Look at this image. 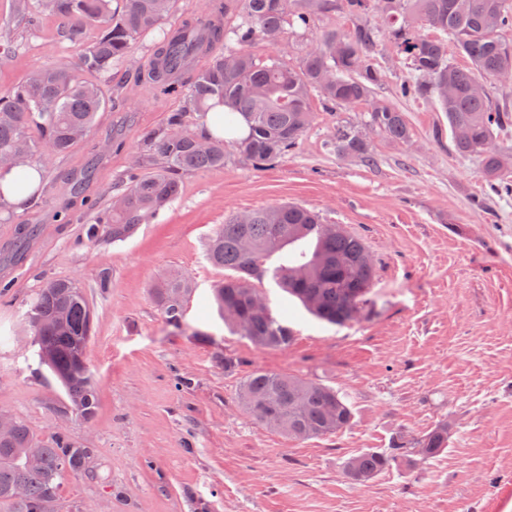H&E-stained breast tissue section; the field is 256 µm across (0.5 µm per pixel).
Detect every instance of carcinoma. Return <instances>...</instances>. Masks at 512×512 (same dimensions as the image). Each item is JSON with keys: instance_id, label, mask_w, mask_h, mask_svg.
Listing matches in <instances>:
<instances>
[{"instance_id": "cac0c4a2", "label": "carcinoma", "mask_w": 512, "mask_h": 512, "mask_svg": "<svg viewBox=\"0 0 512 512\" xmlns=\"http://www.w3.org/2000/svg\"><path fill=\"white\" fill-rule=\"evenodd\" d=\"M15 2L22 14L35 8L70 20L69 37L74 41L81 39L83 24H101L100 36L82 56V66L108 75L134 40L160 24L174 0H125L116 13L111 0ZM331 12L349 17L352 28L323 32L296 63H267L253 53L255 44L278 43L285 25L306 29L314 17ZM369 12L378 14L379 25L363 22ZM219 15L242 18L233 29L235 45L194 68L184 110L172 113L165 127L150 131L135 156L134 167L151 173L133 180L116 196L124 207H112L97 217L88 229L90 237H98L101 224L107 225L106 235L114 242L128 237L179 195L184 173L224 166L223 140L203 126L189 128L187 112L203 118L222 112L228 125L243 116L249 135L235 142V150L251 162L271 160L298 143L315 118L310 106L314 92L335 107L368 105L372 128L392 141H408L411 132L404 112L372 97L381 71L370 58L383 34L410 60L411 76L402 93L433 100L448 116L455 150L479 157L491 190L499 197H512V147L495 144V134L512 127V104L494 100L486 85V80L512 71V0H215L212 16L197 20L205 27L202 39L196 38L195 30L180 27L162 33L146 80L164 93L180 91L182 72L172 70L168 62L196 57L207 52V45L224 41L227 30L214 20ZM422 27L439 37L420 35ZM450 40L470 67L448 60ZM104 104L98 86L78 81L65 66L34 70L9 95L0 97V160H9L20 147L30 155L39 144L51 154L67 152L89 131ZM33 128L38 142L30 136ZM332 146L340 156L372 161L369 144L356 132H337ZM207 258L236 272L215 288L220 308L233 306L238 311L237 320L226 318L224 323L262 348L287 347L292 331L268 308H253V298L261 296L254 282L269 277L315 318L345 325L359 319L376 278L375 258L362 238L293 204L231 218L214 233ZM192 291L190 277L177 273L156 283L152 295L167 321L178 325ZM93 319L83 289L63 279L46 282L27 312L35 344L50 347L49 357L39 356L41 363L85 420L97 408L88 363ZM240 401L257 423L295 439L337 434L353 418L351 406L336 389L280 373H253L241 387ZM13 422L14 434L0 439V505L9 506L10 512H50L62 480L88 473L92 449L60 440L43 445L25 422ZM447 447L448 428L442 426L407 446L362 453L347 468L356 481L365 483L398 456L431 458ZM29 454L38 457V467L26 466ZM19 485L24 488L22 498L15 495Z\"/></svg>"}]
</instances>
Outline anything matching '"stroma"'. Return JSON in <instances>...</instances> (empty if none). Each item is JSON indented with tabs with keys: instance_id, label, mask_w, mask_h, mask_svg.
I'll return each mask as SVG.
<instances>
[{
	"instance_id": "obj_1",
	"label": "stroma",
	"mask_w": 512,
	"mask_h": 512,
	"mask_svg": "<svg viewBox=\"0 0 512 512\" xmlns=\"http://www.w3.org/2000/svg\"><path fill=\"white\" fill-rule=\"evenodd\" d=\"M68 20L14 13L0 0V96L36 68L64 64L97 81L122 107L101 109L68 152L38 149L32 202L0 208V412L27 422L39 441L91 449V477H69L53 512H512V198L483 202L489 186L475 157L459 156L448 119L401 94L410 69L390 39L373 59L374 98L406 115L411 140L368 124L366 104L311 99V129L294 148L255 164L226 147L224 166L184 173L180 195L129 238L87 240L84 229L128 185L147 132L182 98L139 78L159 37L134 41L111 76L94 77ZM337 13L287 28L262 59L295 62L302 44L345 29ZM359 131L374 161L337 155L338 127ZM281 203L318 210L361 236L376 259L363 317L343 327L315 320L273 281L260 283L272 313L293 330L288 348L265 349L229 331L214 301L224 269L207 259L212 234L242 211ZM36 236L19 245L23 225ZM170 270L194 290L180 325L151 287ZM110 286H99L102 273ZM73 280L94 310L88 347L98 405L84 420L42 366L26 315L38 290ZM257 371L329 385L353 410L345 431L308 440L268 430L242 409L243 381ZM448 427V446L416 462L401 457L359 483L348 461Z\"/></svg>"
}]
</instances>
